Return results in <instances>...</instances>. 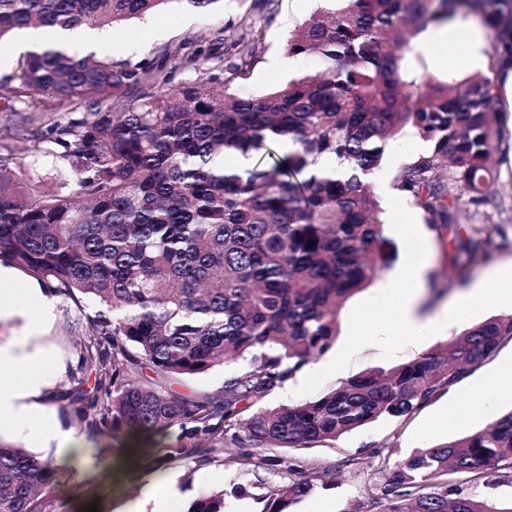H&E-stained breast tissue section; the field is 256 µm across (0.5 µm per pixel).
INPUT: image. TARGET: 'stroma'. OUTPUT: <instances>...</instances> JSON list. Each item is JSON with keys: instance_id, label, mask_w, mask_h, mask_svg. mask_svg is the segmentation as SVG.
<instances>
[{"instance_id": "stroma-1", "label": "stroma", "mask_w": 512, "mask_h": 512, "mask_svg": "<svg viewBox=\"0 0 512 512\" xmlns=\"http://www.w3.org/2000/svg\"><path fill=\"white\" fill-rule=\"evenodd\" d=\"M320 6V0H216L201 9L191 0H170L164 9L146 18L109 29L111 42L100 46L99 51L116 61L163 67L172 72L173 81L178 84L201 76L211 43H218L228 64L238 62L240 55L251 50L256 61L250 76L234 90L240 95L258 96L313 68V60L303 57L287 68L278 67L277 61L288 55L291 31ZM447 28L457 50L453 65L443 66L437 58L424 54L420 57L422 68L441 80L450 74L462 79L486 71L491 47L485 29L472 18L456 19ZM257 29L262 36L256 41L252 33ZM169 47L179 48V55L165 56ZM73 108V103L38 96L17 104L15 111L0 112V124L21 130L20 135L0 140V153H12L18 174H30L33 169L37 142L31 137V130L46 128ZM497 120L502 137L492 160L495 207L478 211L468 199H461L458 223L437 233L419 217L410 224L396 223L389 199L381 201L385 235L396 248L391 270L425 260V280H438L448 291L439 297L425 293L424 308L429 312L443 306L456 310L458 317L451 329L413 340L374 331L372 321L389 317L391 311L379 300V282H372L341 309L335 346L307 363L282 387L263 398L260 405L277 406L315 398L353 375L403 363L443 344L465 326L501 315V308L491 302L463 297L467 287L495 270L512 267V111L500 108ZM479 224L500 228L511 244L500 251L494 264L459 277L448 257L458 239ZM97 311V306L81 294L59 295L55 316L39 342L49 359L46 372L52 382L44 400L46 411L62 430L81 443L80 455L62 454L31 435L7 432L0 436L55 465L56 477L45 489L43 499L66 501V512H84L92 504L98 512H124L126 504L135 501L142 512H151L149 485L166 476L176 480V512H187L193 500L221 490L227 493L225 512H261L263 505L253 496H231L232 486L259 483L279 489L312 473L321 477L322 486L295 504L292 512H365L364 506L375 495L382 471L416 449L481 431L512 410V389L504 388L500 382L502 375L512 373V341H507L492 357L473 366L413 414L369 424L333 442L287 451L285 466L259 468L256 462L269 455V448H240L227 438L182 460L164 461L152 452L138 458L135 467L118 473L113 465L126 453L131 432L101 429L94 416L79 418L75 405L60 398L61 393L76 388L90 391L95 386L97 375L84 365L83 357L87 347L98 340L94 325Z\"/></svg>"}]
</instances>
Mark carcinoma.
<instances>
[{"label": "carcinoma", "instance_id": "cac0c4a2", "mask_svg": "<svg viewBox=\"0 0 512 512\" xmlns=\"http://www.w3.org/2000/svg\"><path fill=\"white\" fill-rule=\"evenodd\" d=\"M172 0H0V52L15 30L114 26ZM288 38L292 56L317 66L254 97L229 92L247 79L252 53L224 65L210 54L207 76L171 85L161 68L94 53L27 52L0 90L81 99L40 132L41 152L69 167V190L48 192L38 173L21 179L0 155V255L64 295L103 310V340L83 361L102 369L94 391L59 396L101 410L99 425L153 436L177 426L165 448L232 434L238 446L308 448L379 420L405 417L512 341V314L459 335L388 370L358 373L304 402L242 417L304 365L336 344L338 316L390 259L371 175L386 146L411 126L431 150L395 180L440 231L459 221L458 197L495 202L489 159L501 131L493 89L512 69V0H337ZM473 17L491 39L489 68L440 81L412 69L414 38L428 23ZM112 102H107V98ZM289 142L292 148L284 149ZM239 153L251 167L213 166ZM349 176L313 172L324 156ZM315 245L308 246L309 242ZM494 259L484 225L448 256L453 267ZM242 363L224 398L162 386ZM158 380H143L144 369ZM450 473L466 484L432 483ZM49 462L0 441V512H44ZM512 483V412L483 430L418 449L383 475L379 512H512L472 489ZM317 478L262 494L263 512H289ZM187 512H224V492Z\"/></svg>", "mask_w": 512, "mask_h": 512}]
</instances>
